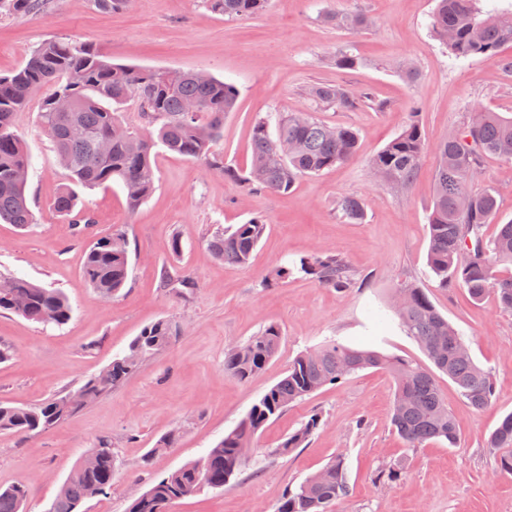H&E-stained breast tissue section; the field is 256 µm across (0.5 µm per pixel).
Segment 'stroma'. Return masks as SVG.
Wrapping results in <instances>:
<instances>
[{
  "label": "stroma",
  "instance_id": "stroma-1",
  "mask_svg": "<svg viewBox=\"0 0 512 512\" xmlns=\"http://www.w3.org/2000/svg\"><path fill=\"white\" fill-rule=\"evenodd\" d=\"M433 0H269L264 16L228 18L206 0H125L109 12L91 0H47L24 17H0V74L21 66L42 42L67 38L93 43L112 62L138 68L203 71L233 82L236 108L224 117L216 146L226 164L246 168L254 124L277 112H309L329 125L352 128L358 149L345 164L297 177L285 193H250L204 163L161 153L152 195L129 209L119 183L78 188L76 212L52 209L67 173L38 121L40 96L15 117V130L33 160L27 194L37 218L21 230L0 223V273L61 290L73 313L67 324L42 326L0 313V345L14 350L0 363V402L32 404L77 390L87 376L123 354L148 324L168 319L179 334L122 384L38 435L0 434V485L27 491L24 512H47L62 483L89 448L107 441L120 461L107 495L87 512H128L153 479L197 460L214 447L305 350L336 340L419 363L426 357L396 319L381 318L393 288L412 280L463 335L477 364L495 380L491 404L477 411L445 375L437 381L460 433L455 446L428 440L410 448L391 423L395 384L369 368L328 386L272 418L236 480L177 501L172 512H276L287 489L298 487L332 457L343 455L349 494L331 512H512V476L498 471L487 445L499 420L512 412V312L493 298L473 302L460 288H439L427 266L428 216L435 160L426 158L408 192L378 179L370 160L418 117L428 145L461 133L475 110L512 116V77L498 57L453 60L430 31ZM365 14L373 24L350 30L336 18ZM360 64L337 70V52ZM408 61L416 82L399 72ZM343 83L370 99L348 110L312 99L311 87ZM498 191L496 220L512 219V160L485 158L474 189ZM345 196L365 201L362 220L341 217ZM260 218L267 231L249 265L224 263L209 249L215 231ZM123 230L128 281L112 299L99 298L83 275L88 248ZM179 237L180 253L170 247ZM315 253L337 254L354 277L325 288L294 273L275 285L276 267ZM185 276L180 291L164 274ZM282 332L278 354L245 382L224 372V354L268 325ZM319 428L289 455L276 446L311 414ZM165 453L154 448L170 433ZM400 467L397 480L387 478Z\"/></svg>",
  "mask_w": 512,
  "mask_h": 512
}]
</instances>
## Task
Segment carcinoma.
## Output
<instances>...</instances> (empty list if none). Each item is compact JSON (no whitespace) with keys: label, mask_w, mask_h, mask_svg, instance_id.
<instances>
[{"label":"carcinoma","mask_w":512,"mask_h":512,"mask_svg":"<svg viewBox=\"0 0 512 512\" xmlns=\"http://www.w3.org/2000/svg\"><path fill=\"white\" fill-rule=\"evenodd\" d=\"M43 0H0V12L24 16L35 13ZM208 8L229 18L259 17L268 0H207ZM482 0H436L433 37L455 58L494 56L505 42H512V9L485 10ZM42 92L40 124L53 143L67 171L70 185L62 188L54 208L72 213L78 198L76 186L121 184L130 209L138 208L155 188V157L163 152L204 162L250 192L288 191L297 176L320 174L346 162L358 143L350 127H330L308 112L276 114V135L265 120L252 131L250 167L244 171L223 162L215 145L224 114L235 109L236 86L210 76L200 79L193 71L166 68L144 69L106 60L91 45L68 40L41 43L23 65L0 75V222L20 229L34 223L27 184L14 180L18 169L29 170L31 158L15 131L14 119L32 95ZM67 93L74 111L59 112L54 98ZM311 96L320 102L354 108L366 93L341 84H320ZM135 99L141 108L144 129L134 130L119 120L115 108ZM188 102L202 106L186 112ZM427 152L422 127L410 121L371 161L379 178L411 185ZM437 158L432 210L428 218V267L438 287H459L475 301L494 296L498 305L512 311V220L498 225L487 238L483 227L498 211V192L493 187L471 188L475 170L487 155L512 159V117L478 111L463 131L441 140L434 148ZM342 216L359 221L364 202L345 196L338 203ZM267 224L252 218L229 230L215 232L209 240L212 252L226 263L245 264L266 232ZM297 270L326 288H343L352 274L336 255L302 258ZM83 273L101 298H114L128 279L125 236L115 232L97 239L85 255ZM401 303L390 309L406 335L421 348L429 362L446 374L461 397L475 410L491 403L494 382L490 372L473 360L459 331L448 322L426 292L412 283L395 289ZM0 312L14 313L34 323L66 324L72 306L66 295L25 278L0 275ZM179 332L176 323L159 319L145 326L129 343L127 351L87 377L79 388V400L64 396L28 406L0 403V432L34 435L53 428L122 383L142 362L169 346ZM282 339L278 326L269 325L243 344L224 354V371L245 381L260 373L277 354ZM367 368H384L395 381L392 422L400 438L411 448L430 439L454 446L459 440L448 403L439 391L429 367L412 360L392 358L375 350H362L329 341L299 353L231 432L224 435L200 460L184 465L155 483L133 501L129 512H170L176 501L204 488L222 489L237 476L246 458L244 449L254 445L257 433L268 421L316 391L336 385ZM321 418L312 414L301 428L277 447L290 454L319 428ZM496 453L498 469L512 474V413L505 415L488 438ZM94 462L78 465L53 499L48 512H80L86 501L112 489L118 458L101 443L93 448ZM310 477L285 493L277 512H330V507L348 493L344 457H333ZM26 490L0 487V512H21Z\"/></svg>","instance_id":"carcinoma-1"}]
</instances>
